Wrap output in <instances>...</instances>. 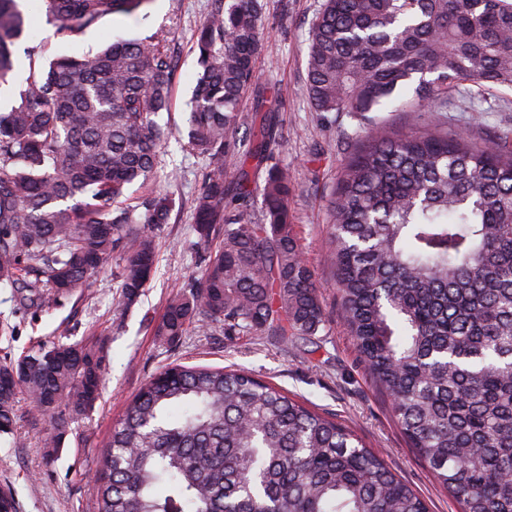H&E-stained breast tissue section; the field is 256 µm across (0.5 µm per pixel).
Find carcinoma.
<instances>
[{
    "mask_svg": "<svg viewBox=\"0 0 512 512\" xmlns=\"http://www.w3.org/2000/svg\"><path fill=\"white\" fill-rule=\"evenodd\" d=\"M152 0H32L62 36ZM258 0H218L198 25L199 71L180 138L209 160L193 200L197 242L218 245L171 295L154 335L167 345L207 322L226 336L328 332L322 285L304 258L257 94L249 136L239 105L256 88ZM27 34L0 0V87ZM33 55L0 111V286L12 318L71 299L120 256L117 311L138 302L167 224V195L131 201L158 176L173 69L162 41L117 40L94 54ZM512 87V0H325L309 31L306 91L329 120L442 108L448 86ZM261 175L257 208L247 168ZM341 320L389 398L411 448L462 512H512V144L428 123L354 141L328 210ZM106 337L39 342L0 361V436L25 398L44 424L43 460L102 393ZM97 512H427L425 502L336 416L247 372L171 362L126 403L92 477Z\"/></svg>",
    "mask_w": 512,
    "mask_h": 512,
    "instance_id": "1",
    "label": "carcinoma"
}]
</instances>
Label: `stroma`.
<instances>
[{"label":"stroma","instance_id":"1","mask_svg":"<svg viewBox=\"0 0 512 512\" xmlns=\"http://www.w3.org/2000/svg\"><path fill=\"white\" fill-rule=\"evenodd\" d=\"M260 22L265 37L256 58L261 86L274 91L272 121L280 135V161L295 184L291 207L295 230L304 256L324 288L330 331L316 355L274 341H250L224 333L219 324L203 333L184 337L170 348L156 340L152 327L163 313L169 294L201 271L200 252L194 245L192 199L209 165L205 157L186 151L170 140L161 153L162 177L134 187L137 196L169 192L174 208L169 223L154 227L158 242L156 273L134 307L112 308L119 289L115 270L118 258L105 267L70 303L28 317L17 336L0 342V358L19 354L38 339L58 337L69 329L72 340L90 332L109 340L110 366L101 398L85 418L70 423L65 446L54 467H45L42 427L27 404H20L17 424L22 446L0 436V488L13 489L18 512H96V494L82 472L93 469L114 422L126 401L161 367L178 359L187 364L233 365L301 396L322 411L352 426L387 465L424 498L430 512H460L459 502L440 486L427 466L409 448L391 408L363 369L355 343L339 319L340 302L330 268L324 262L328 248L326 229L331 192L341 161L353 137L363 134L360 119L344 115L335 124L323 122L306 94L308 31L323 0H263ZM214 0H153L147 15L109 14L85 32L69 38L57 35L45 16L30 23L31 37L16 48L19 77H27L28 48L47 45L53 55H80L102 48L110 40L144 41L159 37L174 61L170 104L160 121L172 129L183 125L192 80L198 71L192 50L195 29ZM423 122H439L449 131L484 140L500 134L512 136V88L481 89L463 83L448 90V106L423 112Z\"/></svg>","mask_w":512,"mask_h":512}]
</instances>
